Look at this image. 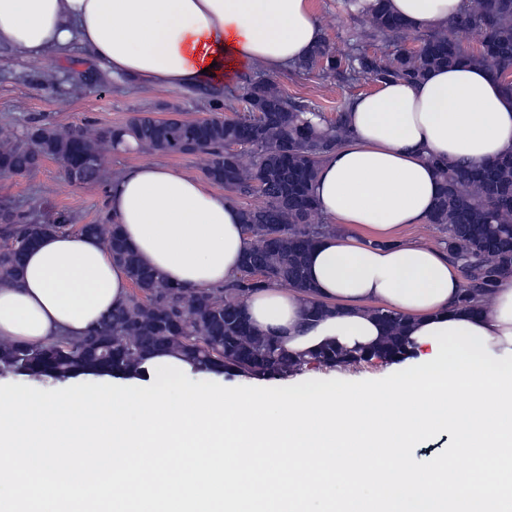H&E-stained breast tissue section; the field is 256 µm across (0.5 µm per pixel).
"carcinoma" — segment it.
<instances>
[{"label":"carcinoma","instance_id":"1","mask_svg":"<svg viewBox=\"0 0 512 512\" xmlns=\"http://www.w3.org/2000/svg\"><path fill=\"white\" fill-rule=\"evenodd\" d=\"M454 23L457 30L477 28L478 53L463 55L458 42L446 34L420 38L414 52L397 50L383 56H343L332 46L318 45L294 65L299 73L317 65L329 71L345 67L378 82L416 81L431 70L466 60L504 79L512 71V0H467ZM371 36H402L408 24L377 2L366 17ZM208 98L215 114L202 119L158 120L145 113L125 125L91 132L72 126L65 131L39 122L19 136L0 142V168L28 175L39 168L38 157H53L68 169L82 172L86 183L102 179V152L127 136L142 151L201 157L203 172L212 183L243 195L256 194L262 203L242 211L243 224L253 246L243 265L257 259L266 267L261 278L248 272L222 288L192 291L171 285L142 264L123 238L120 227L103 214L77 226L73 215L36 205L23 209L14 201L0 203L9 210L0 222V287L15 284L29 246L45 234L77 231L98 238L123 266L131 281L125 302L108 311L99 324L79 337L62 336L42 345L0 339V373L34 379L67 380L80 375L132 376L156 351L179 352L197 368L228 377L272 379L286 377L310 362L337 367L380 359L401 362L410 357L406 326L393 311L372 313L388 333L377 347L357 353L329 347L310 359L288 356L279 342L250 326L243 300L276 282L311 294L306 258L327 225L315 224L318 209L312 193L321 158L348 135L345 110L329 120L323 113L293 102L267 80L249 84L236 97L246 112L235 107L232 116L221 113L225 100ZM229 142L241 149L226 150ZM441 189L430 223L447 234L448 255L461 265L467 283L458 298L463 307H477L489 298L498 279L512 273V154L480 166L434 160Z\"/></svg>","mask_w":512,"mask_h":512}]
</instances>
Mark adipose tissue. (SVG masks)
<instances>
[{
  "mask_svg": "<svg viewBox=\"0 0 512 512\" xmlns=\"http://www.w3.org/2000/svg\"><path fill=\"white\" fill-rule=\"evenodd\" d=\"M413 30H445L465 0H385ZM324 38L312 0H0V49L11 57L98 64L130 89H223L242 68L281 70ZM347 139L322 160L313 192L324 220L307 259L313 297L271 283L248 295L251 325L307 359L325 347H376L386 329L372 310L403 316L407 336L447 322L512 350V274L491 301L459 306V266L447 253L400 240L426 224L440 189L434 160L482 163L512 153V92L461 63L407 82L380 83L347 107ZM104 211L141 261L170 284L211 290L240 277L253 240L222 188L157 161L114 177ZM127 272L102 242L49 233L27 253L17 284L0 288V339L30 344L77 337L126 300ZM325 306L318 318L309 302Z\"/></svg>",
  "mask_w": 512,
  "mask_h": 512,
  "instance_id": "obj_1",
  "label": "adipose tissue"
}]
</instances>
